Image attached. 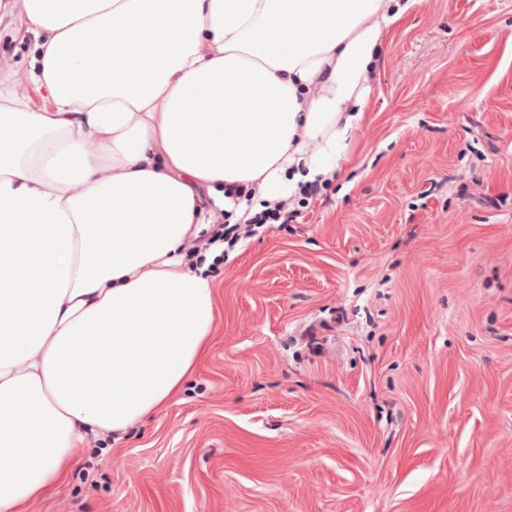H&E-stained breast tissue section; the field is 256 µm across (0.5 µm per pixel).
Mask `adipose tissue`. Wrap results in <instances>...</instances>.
<instances>
[{
  "mask_svg": "<svg viewBox=\"0 0 512 512\" xmlns=\"http://www.w3.org/2000/svg\"><path fill=\"white\" fill-rule=\"evenodd\" d=\"M33 110L0 80V512L66 485L206 358L189 266L220 210L261 211L348 159L394 0H11ZM238 185L251 198H228Z\"/></svg>",
  "mask_w": 512,
  "mask_h": 512,
  "instance_id": "obj_1",
  "label": "adipose tissue"
}]
</instances>
